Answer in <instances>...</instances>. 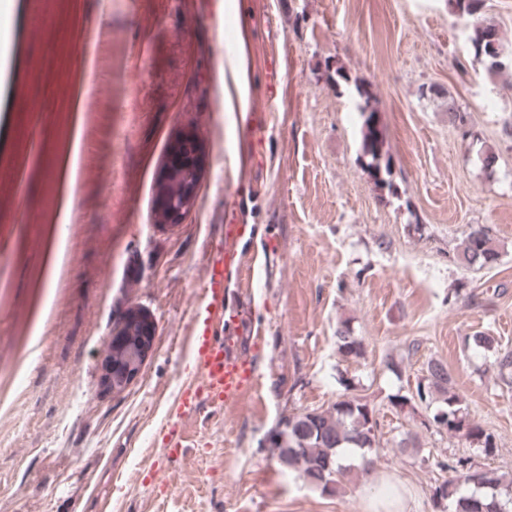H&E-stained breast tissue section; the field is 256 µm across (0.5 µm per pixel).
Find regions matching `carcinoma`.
Returning <instances> with one entry per match:
<instances>
[{
  "instance_id": "1",
  "label": "carcinoma",
  "mask_w": 512,
  "mask_h": 512,
  "mask_svg": "<svg viewBox=\"0 0 512 512\" xmlns=\"http://www.w3.org/2000/svg\"><path fill=\"white\" fill-rule=\"evenodd\" d=\"M456 12L472 20L468 28L470 49L485 58L487 71L494 76L507 70L493 57L494 47H503L496 25L485 20L486 0H450ZM326 81L339 88L350 82L343 66L326 67ZM356 110L361 120L359 161L381 188L394 195L392 158L385 149L384 126L379 112L369 105L367 89L354 83ZM448 124L462 137L479 141L471 124L470 113L462 108L448 112ZM501 258L496 240L485 226L471 225L454 261L468 268L481 270L495 267ZM138 336H106L105 350H123L138 354L141 345L154 339L155 325L145 322L138 327ZM477 351L490 352L502 381L512 380V349L500 345L493 336L477 332L470 337ZM336 353L344 361L365 355L363 341L355 336L346 322L336 326ZM344 393L327 410H306L281 420L271 432L270 447L278 450L280 464L298 469L303 478L323 491H335L349 480L356 470H368L374 465L373 449L380 447V423L376 409L367 400L349 394L355 379L339 375ZM392 406L404 411L425 407L430 410L423 425L446 431L459 437L486 458L495 456L498 443L495 435L481 423L468 417L463 400L453 390L448 367L440 360H430L425 374L410 394L391 397ZM402 454H412L421 447L418 434L404 433L396 442ZM441 467L453 476L430 487V499L436 512H512V477L494 468L481 465L470 456L448 459Z\"/></svg>"
}]
</instances>
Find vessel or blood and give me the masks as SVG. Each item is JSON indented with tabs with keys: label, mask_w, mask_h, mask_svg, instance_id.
<instances>
[{
	"label": "vessel or blood",
	"mask_w": 512,
	"mask_h": 512,
	"mask_svg": "<svg viewBox=\"0 0 512 512\" xmlns=\"http://www.w3.org/2000/svg\"><path fill=\"white\" fill-rule=\"evenodd\" d=\"M222 17V6L214 0L211 7L187 18L179 31L186 34L200 26H212ZM279 79L276 63H268L265 94L235 106L237 124L249 134L247 166L265 169L271 164L268 131L277 108ZM220 209L219 229L205 240L204 274L195 285L187 324V352L195 361L196 374L181 387L175 401L174 421L166 432L167 442L156 472L162 480L170 464L184 459L191 445L189 423L205 410L218 412L230 406L256 384L253 354L262 332L234 303L230 291L231 285L242 279L241 246L252 237L254 227L239 216L240 203L235 197L223 196Z\"/></svg>",
	"instance_id": "1"
}]
</instances>
